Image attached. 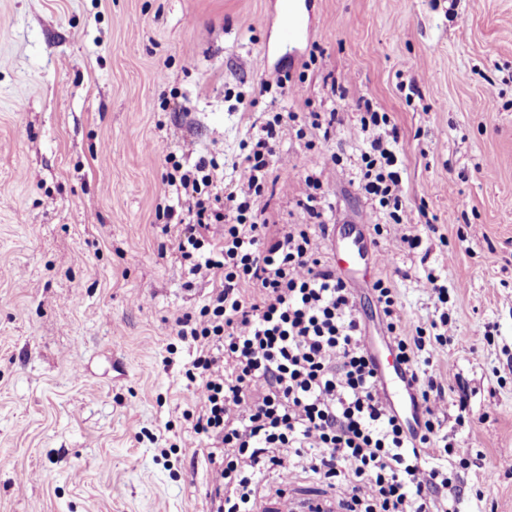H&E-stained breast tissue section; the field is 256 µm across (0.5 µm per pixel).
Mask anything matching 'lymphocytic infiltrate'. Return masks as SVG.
I'll return each mask as SVG.
<instances>
[{
    "label": "lymphocytic infiltrate",
    "instance_id": "lymphocytic-infiltrate-1",
    "mask_svg": "<svg viewBox=\"0 0 512 512\" xmlns=\"http://www.w3.org/2000/svg\"><path fill=\"white\" fill-rule=\"evenodd\" d=\"M297 118L280 113L262 126L228 189L218 184L216 161L186 168L174 153L165 156L162 179L176 199L167 210L174 250L189 275L213 284L199 314H183L167 330L196 349L188 371L198 383L192 431L215 467L212 512H254L258 474L272 469L288 481L297 460L338 489L349 512H458L456 495L432 496L451 479L423 466L467 454L439 434L448 399L431 370L450 332L447 316L431 323V337L403 335L392 288L381 279L373 285L423 406L412 431L380 400L353 293L320 257L318 153L309 154L305 177L310 223L260 215L281 128ZM359 184L380 207L401 210L403 180L384 136L372 138Z\"/></svg>",
    "mask_w": 512,
    "mask_h": 512
}]
</instances>
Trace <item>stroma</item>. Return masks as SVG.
Masks as SVG:
<instances>
[{
	"label": "stroma",
	"instance_id": "stroma-1",
	"mask_svg": "<svg viewBox=\"0 0 512 512\" xmlns=\"http://www.w3.org/2000/svg\"><path fill=\"white\" fill-rule=\"evenodd\" d=\"M309 24L291 46L275 0H0V512H209L211 466L187 447L195 350L163 328L212 283L156 218L164 154L238 180L273 112L341 123L283 128L288 188L261 206L309 223L316 148L327 223L394 250L370 277L405 335L436 317L427 276L444 288L443 431L483 462L456 471L459 512H512V0H311ZM279 70L285 90L261 92ZM363 97L398 130L417 248L373 231Z\"/></svg>",
	"mask_w": 512,
	"mask_h": 512
}]
</instances>
